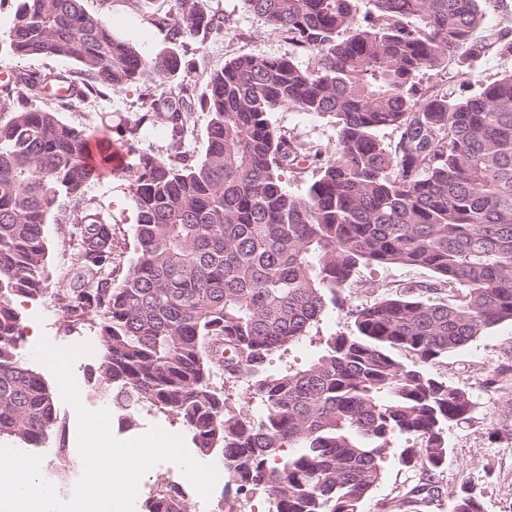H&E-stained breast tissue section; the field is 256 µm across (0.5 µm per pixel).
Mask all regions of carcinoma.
Here are the masks:
<instances>
[{
  "instance_id": "cac0c4a2",
  "label": "carcinoma",
  "mask_w": 512,
  "mask_h": 512,
  "mask_svg": "<svg viewBox=\"0 0 512 512\" xmlns=\"http://www.w3.org/2000/svg\"><path fill=\"white\" fill-rule=\"evenodd\" d=\"M357 2L244 0L316 51V66L238 55L198 97L173 77L195 51L191 37L224 30L204 0H176L154 19L171 47L150 58L82 0H21L6 49L78 71H18L0 104V442L42 448L59 432L53 392L20 355L16 305L45 292L55 210L78 258L55 299L66 331L95 324L97 389L125 416L149 408L179 420L198 454L223 463L224 492L260 490L268 512H362L397 438L421 441L401 450L406 468L445 466L448 425L474 403L429 367L512 323V74L486 81L469 66L491 49L512 56V29L475 39L478 0H369L363 13ZM452 63L476 95L422 85L421 74ZM114 86L142 89L127 151L147 123L169 136L167 156L141 152L131 166L128 262L85 190L92 134L60 116ZM50 97L52 109L31 106ZM282 106L334 117L335 149L276 132L269 115ZM198 107L211 114L200 158L187 149ZM385 128L398 132L392 147L378 138ZM309 169L306 192L288 193L283 173ZM367 266L420 267L433 280L352 306L343 292ZM448 289L454 301L432 298ZM336 310L353 330L320 335ZM304 341L315 355L294 364ZM239 382L254 408L224 393ZM440 495L432 480L405 493ZM141 512L190 503L171 481ZM451 512L484 510L464 490Z\"/></svg>"
}]
</instances>
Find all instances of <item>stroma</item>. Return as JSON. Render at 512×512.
<instances>
[{
	"mask_svg": "<svg viewBox=\"0 0 512 512\" xmlns=\"http://www.w3.org/2000/svg\"><path fill=\"white\" fill-rule=\"evenodd\" d=\"M208 9L224 14L223 33L196 38L194 63L180 70V81L189 83L196 94H204L210 73L219 70L232 57L259 54L269 57L290 56L302 67H313L315 51L296 46L287 34L273 30L263 19L247 11L242 0H205ZM174 0H83L85 10L101 17L114 34L130 41L147 57L166 51L169 42L164 31L153 22L155 16L173 9ZM141 111L139 93L135 88L116 86L108 94L90 98L65 108L62 119L88 132L110 125L113 138H120L127 122ZM270 123L280 132L291 133L333 149L336 144V123L327 115H315L294 107H280L271 112ZM112 216L116 229L117 252L124 257L134 253V226L137 211L133 202L134 186L130 174L119 173L92 178L86 187ZM45 234L50 244L49 279L42 297L19 302L24 317L26 341L21 349L24 361H31L32 351L40 339L58 347L83 342L93 344L92 354L80 357L74 364L76 382L83 404L91 410L104 408L101 394L96 393L90 374L96 368L101 348L96 347L95 333L84 327L70 334L61 330L62 318L57 310L54 292L77 266L73 250L64 247L63 225L47 219ZM430 271L405 266L380 269L361 268L345 294L355 304L372 302L380 288L420 284L430 281ZM434 371L449 385L466 391L475 404L469 420L449 425L448 462L434 479L441 497L417 502L404 499L407 488L422 479L423 474L403 467L398 452L408 446L405 438L397 439L393 453L383 464L382 479L365 501L363 512H450L454 497L469 490L479 497L484 512H512V324L504 323L488 329L465 347L449 353L435 364ZM56 407L64 426L62 440H50L44 453L57 475L56 491L67 499L75 485V469H61L59 448L74 452L77 446V416L64 400ZM159 426L173 434H183L179 421L147 410L133 414L132 423L112 417L111 428L116 438L129 440L140 436L150 426Z\"/></svg>",
	"mask_w": 512,
	"mask_h": 512,
	"instance_id": "stroma-1",
	"label": "stroma"
}]
</instances>
